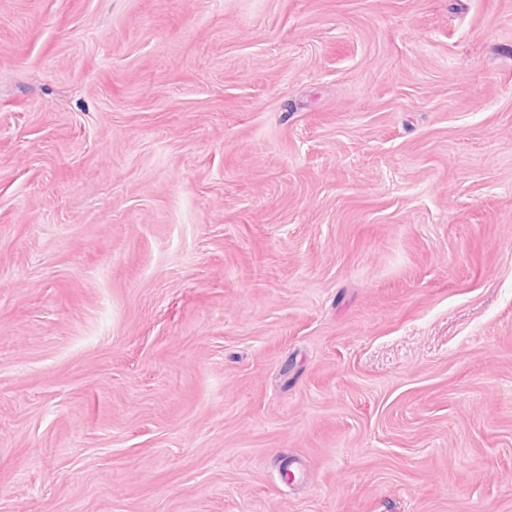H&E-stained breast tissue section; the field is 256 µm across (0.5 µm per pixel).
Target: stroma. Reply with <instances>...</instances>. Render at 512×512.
I'll return each mask as SVG.
<instances>
[{
    "label": "stroma",
    "mask_w": 512,
    "mask_h": 512,
    "mask_svg": "<svg viewBox=\"0 0 512 512\" xmlns=\"http://www.w3.org/2000/svg\"><path fill=\"white\" fill-rule=\"evenodd\" d=\"M0 512H512V0H0Z\"/></svg>",
    "instance_id": "1"
}]
</instances>
